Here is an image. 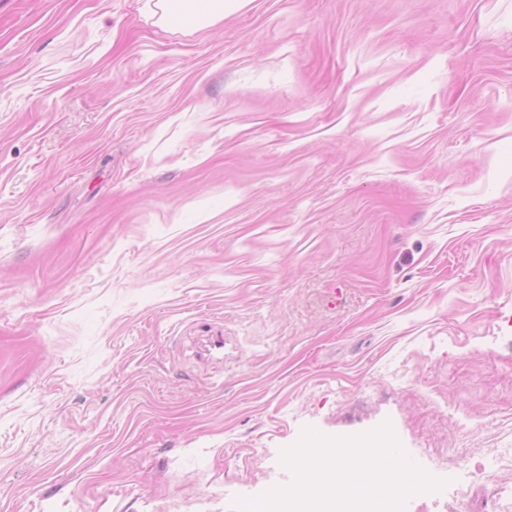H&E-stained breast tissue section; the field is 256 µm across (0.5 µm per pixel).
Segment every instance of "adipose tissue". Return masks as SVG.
Instances as JSON below:
<instances>
[{
	"mask_svg": "<svg viewBox=\"0 0 512 512\" xmlns=\"http://www.w3.org/2000/svg\"><path fill=\"white\" fill-rule=\"evenodd\" d=\"M248 0H148L155 25L166 29L172 25L175 12L188 15L185 33L192 34L223 19L224 15L241 9Z\"/></svg>",
	"mask_w": 512,
	"mask_h": 512,
	"instance_id": "adipose-tissue-1",
	"label": "adipose tissue"
}]
</instances>
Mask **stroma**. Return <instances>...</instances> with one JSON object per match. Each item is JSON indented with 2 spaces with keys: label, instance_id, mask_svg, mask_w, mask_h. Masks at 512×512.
Segmentation results:
<instances>
[{
  "label": "stroma",
  "instance_id": "35a3bbf8",
  "mask_svg": "<svg viewBox=\"0 0 512 512\" xmlns=\"http://www.w3.org/2000/svg\"><path fill=\"white\" fill-rule=\"evenodd\" d=\"M386 422L405 512H512V0H0V512H236ZM249 0H148L150 15L162 29L174 26L172 17L182 11L189 17L182 31L193 34L224 19V14L241 9Z\"/></svg>",
  "mask_w": 512,
  "mask_h": 512
}]
</instances>
